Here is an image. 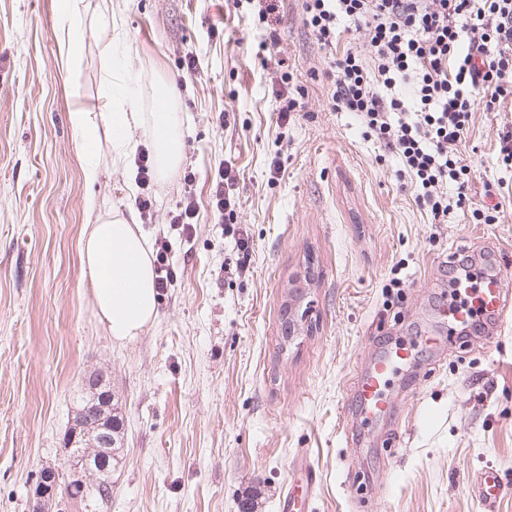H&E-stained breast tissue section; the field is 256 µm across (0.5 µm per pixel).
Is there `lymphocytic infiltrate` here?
<instances>
[{
    "mask_svg": "<svg viewBox=\"0 0 512 512\" xmlns=\"http://www.w3.org/2000/svg\"><path fill=\"white\" fill-rule=\"evenodd\" d=\"M305 21L324 48L334 47L344 20L364 22L371 60L348 52L329 76L338 110L352 112L417 188L434 220L448 216L444 182L465 189L469 170L454 147L469 127L475 99L490 112L512 99V0H304ZM219 219L237 205L234 179L210 176ZM237 250V274L249 272L254 246L227 224Z\"/></svg>",
    "mask_w": 512,
    "mask_h": 512,
    "instance_id": "lymphocytic-infiltrate-1",
    "label": "lymphocytic infiltrate"
}]
</instances>
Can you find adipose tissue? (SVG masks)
<instances>
[{"instance_id": "ef3b65f1", "label": "adipose tissue", "mask_w": 512, "mask_h": 512, "mask_svg": "<svg viewBox=\"0 0 512 512\" xmlns=\"http://www.w3.org/2000/svg\"><path fill=\"white\" fill-rule=\"evenodd\" d=\"M109 62L105 110L101 116L78 108L69 114L77 144L85 154L83 168L87 182H96L100 163L96 156L99 122L112 133V147L128 154L136 147L135 135L142 125L139 112L131 105L130 69L124 53L105 43ZM153 150L160 174L175 169L183 158V135L177 112L152 116ZM80 254L94 286V318L107 336L117 342L134 339L158 314L156 273L146 237L134 218L113 214L89 225L80 241Z\"/></svg>"}]
</instances>
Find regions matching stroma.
<instances>
[{
    "mask_svg": "<svg viewBox=\"0 0 512 512\" xmlns=\"http://www.w3.org/2000/svg\"><path fill=\"white\" fill-rule=\"evenodd\" d=\"M85 22L76 66L61 61L59 0H0V512H30L43 469H67L63 436L102 373L118 401L122 449L112 496L96 512H281L302 468L316 474L304 512H512V307L490 334L459 337L439 311L461 303L449 253L512 279V167L499 135L512 112L476 100L458 146L469 167L465 201L434 221L398 157L352 113L334 109L332 55L370 58L363 26L341 25L335 50L305 25L303 0L271 17L303 88V109L277 125L273 65L262 31L230 0H112V24ZM118 39L149 117L161 85L182 124L179 168L153 177L149 239L167 236L177 273L158 316L118 343L93 317L78 243L100 217L135 212L134 158L110 133L101 175L87 183L68 115L102 111ZM194 73L179 71L184 51ZM280 172L271 175V160ZM235 178L233 224L254 243L250 273L210 207L211 170ZM196 172L185 186V169ZM196 202L190 236L169 216ZM98 206L88 211L86 200ZM497 206L479 224L477 209ZM415 350L389 384L391 415L366 421L353 382L384 351ZM489 470L501 492L486 508Z\"/></svg>",
    "mask_w": 512,
    "mask_h": 512,
    "instance_id": "stroma-1",
    "label": "stroma"
}]
</instances>
